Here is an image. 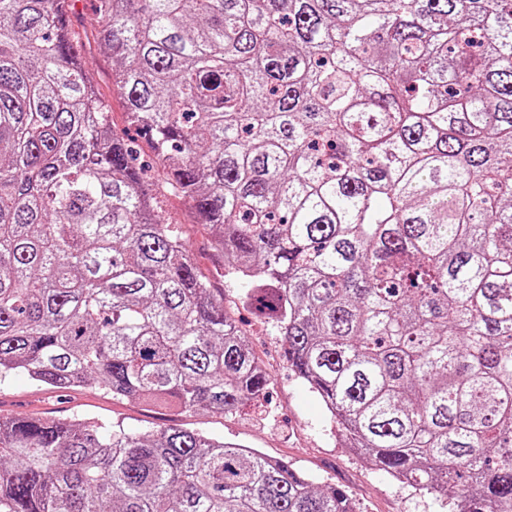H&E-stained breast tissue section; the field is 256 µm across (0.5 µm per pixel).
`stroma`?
<instances>
[{"label": "stroma", "instance_id": "stroma-1", "mask_svg": "<svg viewBox=\"0 0 512 512\" xmlns=\"http://www.w3.org/2000/svg\"><path fill=\"white\" fill-rule=\"evenodd\" d=\"M82 63L109 100L113 125L123 128L125 104L112 89L111 57L90 43L82 51ZM161 216L165 222L179 225L200 273L214 277L217 261L209 248L210 230L190 223L185 204L174 197L166 199ZM216 285L223 288L225 307L267 368L271 378L267 396L234 414L199 411L176 415L134 399L112 397L95 385L59 391L16 375L0 380V416L59 420L92 417L139 432L178 425L259 449L271 459L314 476L319 485L340 487L362 512H448L443 499L407 487L345 448L319 398L289 369L283 338L273 323L241 304L242 286L238 281L227 277L217 279Z\"/></svg>", "mask_w": 512, "mask_h": 512}]
</instances>
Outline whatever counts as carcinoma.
I'll return each instance as SVG.
<instances>
[{
    "label": "carcinoma",
    "mask_w": 512,
    "mask_h": 512,
    "mask_svg": "<svg viewBox=\"0 0 512 512\" xmlns=\"http://www.w3.org/2000/svg\"><path fill=\"white\" fill-rule=\"evenodd\" d=\"M0 0V378L224 415L269 373L162 198L343 443L448 512H512V0ZM0 512H360L172 425L0 417ZM73 28L80 33L90 32L98 26L99 17L96 13V2L93 0H73L71 14ZM81 55L83 66L95 76L100 92L111 104L112 124L117 130L122 129L125 125V104L120 95L112 91V58L93 42L85 45ZM162 218L170 224H179L190 249L197 259V266L202 275L212 278L217 261L209 248L211 231L199 224H189V214L183 202L174 197H168L164 203Z\"/></svg>",
    "instance_id": "obj_1"
}]
</instances>
